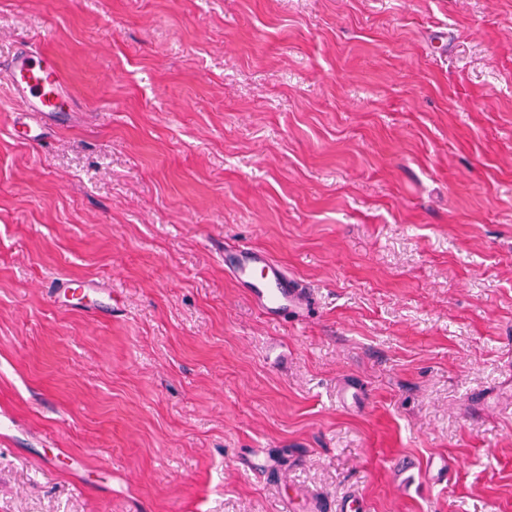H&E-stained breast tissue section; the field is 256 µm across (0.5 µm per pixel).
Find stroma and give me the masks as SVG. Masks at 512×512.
I'll return each instance as SVG.
<instances>
[{
  "label": "stroma",
  "mask_w": 512,
  "mask_h": 512,
  "mask_svg": "<svg viewBox=\"0 0 512 512\" xmlns=\"http://www.w3.org/2000/svg\"><path fill=\"white\" fill-rule=\"evenodd\" d=\"M25 43L74 97L41 147L10 135ZM352 493L512 512V0H0V512ZM224 264L231 267L235 280L248 288L254 303L271 319L288 309L300 313L307 305L308 289L261 251L240 246L224 253Z\"/></svg>",
  "instance_id": "1"
}]
</instances>
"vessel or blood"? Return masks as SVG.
<instances>
[{
  "mask_svg": "<svg viewBox=\"0 0 512 512\" xmlns=\"http://www.w3.org/2000/svg\"><path fill=\"white\" fill-rule=\"evenodd\" d=\"M6 69L11 94L23 103L28 116L13 126L12 135L25 143L40 141L45 120L62 115L70 100L58 64L53 56L24 45L11 56ZM224 263L267 317L276 318L286 310L299 312L306 306L307 288L265 253L242 246L225 254Z\"/></svg>",
  "mask_w": 512,
  "mask_h": 512,
  "instance_id": "1",
  "label": "vessel or blood"
}]
</instances>
